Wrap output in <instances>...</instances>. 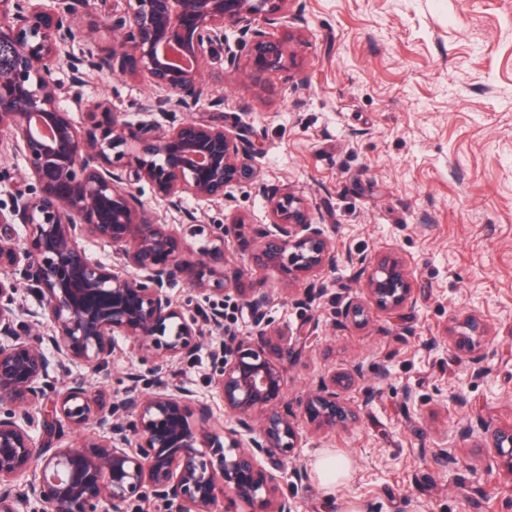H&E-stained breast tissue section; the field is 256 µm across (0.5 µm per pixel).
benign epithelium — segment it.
<instances>
[{"instance_id":"benign-epithelium-1","label":"benign epithelium","mask_w":512,"mask_h":512,"mask_svg":"<svg viewBox=\"0 0 512 512\" xmlns=\"http://www.w3.org/2000/svg\"><path fill=\"white\" fill-rule=\"evenodd\" d=\"M126 8L103 20L112 33L105 57L77 56L75 0H0V147L21 155L31 187L18 192L0 224H24L28 246L0 235V512H138L148 501L157 512H292L274 472L285 468L301 438L285 405L286 364L308 331L289 336L271 329L255 310L251 335L219 340L214 385L233 426L219 436L212 406L174 379L152 393L129 390L117 402L90 394L79 381L59 391L49 380L51 361L91 371L114 355L116 337L131 341L142 358L167 366L192 356L200 343L198 318L218 332L219 314L185 309L167 293L178 279L201 294L221 293L249 302L244 274L228 270L226 245L241 236V222L217 225L216 244L189 261L167 224L148 212L135 185L148 184L167 209L183 210L184 196L222 200L227 187L255 177L260 145L186 112L204 96L201 70L217 47L228 65L249 47L256 78L286 68L282 41L264 25L301 12L299 0H125ZM238 34L231 44L227 31ZM185 55L183 69L169 55ZM109 67L140 76L166 97L165 123L134 125L99 102L88 105L91 121L75 125L62 106L64 89L54 78L67 68L75 84L83 71ZM8 133V140L1 139ZM270 222L256 231L252 259L273 268L293 294L306 275L336 267V242L312 209L292 193L267 195ZM86 238L112 245L117 261L90 259ZM359 265L365 299L346 303L344 317L363 322L374 308L395 314L414 303L405 263L383 256ZM144 272L135 278L129 270ZM30 290L40 311L18 320V294ZM48 321V336L32 337ZM454 336L456 349L471 354L487 337L483 319L466 315ZM365 380L363 366L313 382L300 399V413L316 428H345L359 411L342 392ZM41 420L45 439L29 433ZM111 422V436L79 447L54 445L64 429ZM482 438L512 482V427L495 428L478 418L460 427ZM39 473L25 475L33 464Z\"/></svg>"}]
</instances>
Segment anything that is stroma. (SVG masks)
<instances>
[{
  "label": "stroma",
  "mask_w": 512,
  "mask_h": 512,
  "mask_svg": "<svg viewBox=\"0 0 512 512\" xmlns=\"http://www.w3.org/2000/svg\"><path fill=\"white\" fill-rule=\"evenodd\" d=\"M268 31L281 40L300 31L307 43L285 70L260 80L247 51L231 67L215 50L205 64L208 98L194 113L259 136V185H231L224 201L187 200L191 222L147 184L136 190L193 259L210 246L214 225L268 223V192L305 200L336 240L337 265L319 275V296L289 297L279 274L256 266L233 241L227 251L248 272L250 304L219 294L199 300L223 314V333L232 336L250 335L256 307L284 332L317 323L289 361L288 404L319 376L359 362L388 375L345 390L361 410L353 426L318 431L297 418L301 442L290 458L312 475L299 485L285 479L284 494L294 512H512V484L498 460L459 432L472 411L490 427L512 426V0H304L300 15ZM57 79L76 125H86L92 99L127 121L151 119L138 109L148 93L142 79L106 69L84 72L77 86L68 70ZM215 97L223 112L209 108ZM389 252L412 273L413 307L346 321V302L362 294L352 258L371 262ZM465 314L491 329L474 359L446 332ZM202 333L193 356L172 370L142 360L122 339L100 371L54 365L50 378L59 388L79 378L89 392L117 400L173 374L208 402L219 333L207 325ZM458 396L466 406L455 404ZM327 456L347 464L332 486L315 472Z\"/></svg>",
  "instance_id": "35a3bbf8"
}]
</instances>
